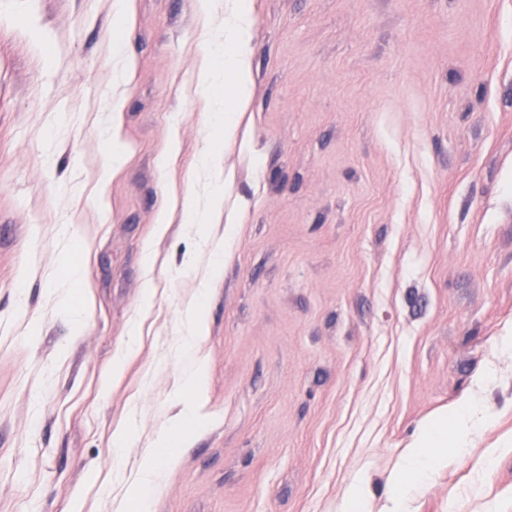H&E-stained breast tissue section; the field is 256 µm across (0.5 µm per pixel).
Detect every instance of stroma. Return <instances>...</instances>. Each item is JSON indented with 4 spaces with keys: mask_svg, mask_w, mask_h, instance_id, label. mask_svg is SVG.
<instances>
[{
    "mask_svg": "<svg viewBox=\"0 0 512 512\" xmlns=\"http://www.w3.org/2000/svg\"><path fill=\"white\" fill-rule=\"evenodd\" d=\"M130 2L0 0V512H134L220 245L208 419L153 512H336L358 478L380 512L418 425L468 401L407 508L512 512V0H250L233 139L195 83L223 15ZM213 171L205 245L172 199Z\"/></svg>",
    "mask_w": 512,
    "mask_h": 512,
    "instance_id": "obj_1",
    "label": "stroma"
}]
</instances>
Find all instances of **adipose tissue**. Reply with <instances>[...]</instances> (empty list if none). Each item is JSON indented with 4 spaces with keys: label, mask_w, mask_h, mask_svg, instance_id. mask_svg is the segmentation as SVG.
<instances>
[{
    "label": "adipose tissue",
    "mask_w": 512,
    "mask_h": 512,
    "mask_svg": "<svg viewBox=\"0 0 512 512\" xmlns=\"http://www.w3.org/2000/svg\"><path fill=\"white\" fill-rule=\"evenodd\" d=\"M253 24L249 0H229L224 14V69L202 68L197 75V87L202 94H210L221 74L234 78L233 101L231 104H217V111L224 114V136L233 138L236 134V112L244 105L252 93L250 69V40ZM224 206V185L221 179H213L205 196L196 191H187L183 199L186 221L190 224L205 225L213 211ZM223 249L215 247L207 274L197 285L199 297L192 301L185 312L186 350L189 365L183 375V391L192 393L194 402L185 405L181 415L158 432L153 445L145 451V462L140 470L137 483L130 489L128 497L135 501L138 512H150L151 498L160 486L166 471L174 465L175 456L168 448L174 436L183 431L186 423L203 424L205 415L198 402L207 385V366L200 355V343L206 334L208 309L203 301L213 283L222 272ZM448 425L447 416L433 417L422 423L409 446L403 464L394 474V480L407 485L409 478L417 476V465L428 454H435L437 462H445L448 445L442 433Z\"/></svg>",
    "instance_id": "1"
}]
</instances>
